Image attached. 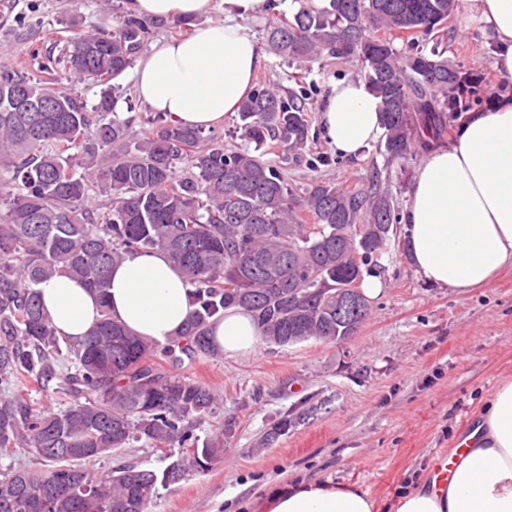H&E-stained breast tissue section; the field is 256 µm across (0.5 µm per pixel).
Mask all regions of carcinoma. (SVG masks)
Instances as JSON below:
<instances>
[{"mask_svg": "<svg viewBox=\"0 0 512 512\" xmlns=\"http://www.w3.org/2000/svg\"><path fill=\"white\" fill-rule=\"evenodd\" d=\"M457 0H299L267 27L272 52L294 61L357 59L378 99L385 151L405 163L440 145L451 123L492 102L484 77L425 52L453 21ZM155 22L128 14L113 31H77L44 76L0 64V387L32 379L68 397L57 413L0 397V512H149L161 487L203 472L224 452L227 429L201 436L218 398L180 373L216 357L210 330L224 310L251 313L262 341L286 346L355 335L369 304L346 318L336 298L370 273L399 215L381 175L348 187L298 192L259 150L305 148L312 103L303 90L258 86L239 106L254 148H226L214 133L155 113L133 141L114 118L110 81L122 75ZM406 35L405 47L378 31ZM102 87L98 103L62 78ZM108 197L105 211L91 193ZM131 250H160L188 280L192 311L168 342L150 343L114 319L108 273ZM64 274L93 291L101 317L83 341L60 335L37 286ZM133 442L175 448L156 471L87 463ZM25 449L41 468L14 466Z\"/></svg>", "mask_w": 512, "mask_h": 512, "instance_id": "carcinoma-1", "label": "carcinoma"}]
</instances>
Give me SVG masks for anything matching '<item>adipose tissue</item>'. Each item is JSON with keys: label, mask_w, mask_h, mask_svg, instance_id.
<instances>
[{"label": "adipose tissue", "mask_w": 512, "mask_h": 512, "mask_svg": "<svg viewBox=\"0 0 512 512\" xmlns=\"http://www.w3.org/2000/svg\"><path fill=\"white\" fill-rule=\"evenodd\" d=\"M211 0H126L146 19L193 23L185 38L161 44L134 71L137 94L172 122L210 129L237 111L250 93L260 49L247 25L266 14L267 0H224V19L208 21ZM472 23L491 32L495 61L512 74V0H464ZM322 133L336 152L358 157L383 131L376 99L362 82L341 80L320 106ZM404 237L417 273L428 283L466 291L490 285L512 269V100L473 113L448 147L428 155L406 205ZM190 284L160 251H133L109 274L115 318L145 338L165 343L189 316ZM58 332L82 341L100 316L95 294L57 275L39 286ZM228 358L256 353L260 332L243 310L227 309L212 328ZM461 440L471 448L445 491L425 487L399 495L395 512H512V376L499 381ZM265 512H375L353 486L302 482L270 493Z\"/></svg>", "instance_id": "adipose-tissue-1"}]
</instances>
